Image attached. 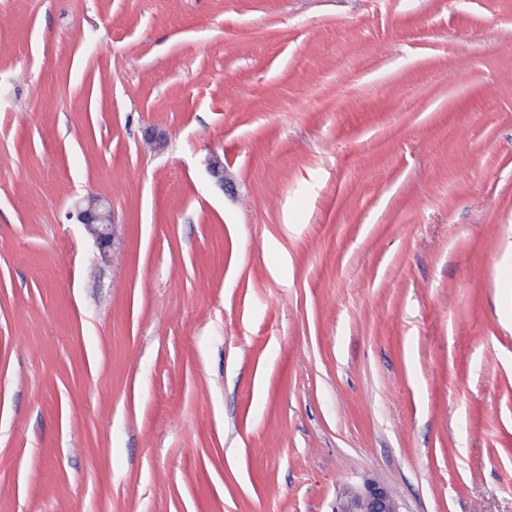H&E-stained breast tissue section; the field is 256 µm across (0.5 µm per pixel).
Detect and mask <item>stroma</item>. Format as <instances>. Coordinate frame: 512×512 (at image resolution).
<instances>
[{
  "mask_svg": "<svg viewBox=\"0 0 512 512\" xmlns=\"http://www.w3.org/2000/svg\"><path fill=\"white\" fill-rule=\"evenodd\" d=\"M367 479L512 512V0H0V512ZM76 220L93 238L98 256L106 260L115 244L116 225L112 221V209L98 197H91L87 204L78 208Z\"/></svg>",
  "mask_w": 512,
  "mask_h": 512,
  "instance_id": "35a3bbf8",
  "label": "stroma"
}]
</instances>
